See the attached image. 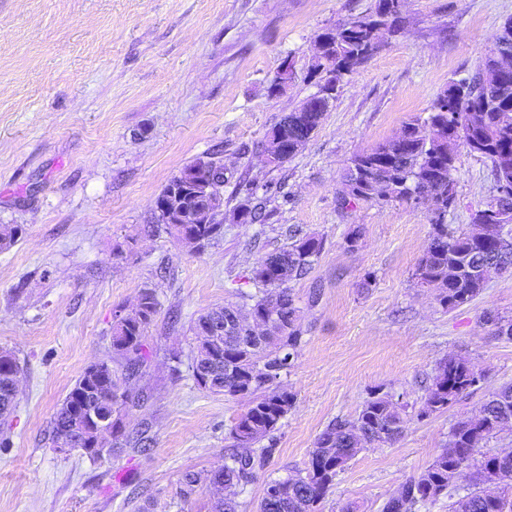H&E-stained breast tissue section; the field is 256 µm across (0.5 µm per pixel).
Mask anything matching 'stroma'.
I'll use <instances>...</instances> for the list:
<instances>
[{"label": "stroma", "instance_id": "35a3bbf8", "mask_svg": "<svg viewBox=\"0 0 512 512\" xmlns=\"http://www.w3.org/2000/svg\"><path fill=\"white\" fill-rule=\"evenodd\" d=\"M374 3L0 0V225L21 229L0 249V350L21 368L12 413L0 419V512H210L206 475L223 463L247 401L194 383L190 326L255 294L253 268L295 228L324 239L311 271L291 283L302 344L279 382L296 401L273 434V455L239 493V512H256L267 483L304 469L326 425L376 393L413 412L396 442L350 461L323 512L351 503L380 512L456 421L512 383V340L484 322L512 318V272L444 309L414 279L431 231L426 206L341 199L352 156L427 118L448 83L493 47L512 0H407L401 33L345 76L305 147L281 167L262 162L270 128L317 90L307 69L318 34ZM286 60L294 78L271 95ZM211 154L224 165L225 211L259 203L265 217L228 216L223 235L195 253L158 228L154 201ZM457 154V205L446 222L465 230L471 210L492 199L494 172L466 147ZM145 287L159 309L124 423L147 450L99 460L57 452L54 414L88 365L113 359L114 318ZM448 357L481 374L480 385L447 411L417 417ZM188 471L201 481L186 496Z\"/></svg>", "mask_w": 512, "mask_h": 512}]
</instances>
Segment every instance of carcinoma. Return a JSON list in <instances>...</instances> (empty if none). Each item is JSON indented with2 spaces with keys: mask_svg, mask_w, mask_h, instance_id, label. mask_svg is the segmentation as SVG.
I'll return each instance as SVG.
<instances>
[{
  "mask_svg": "<svg viewBox=\"0 0 512 512\" xmlns=\"http://www.w3.org/2000/svg\"><path fill=\"white\" fill-rule=\"evenodd\" d=\"M388 0H376L374 9L351 22L327 28L321 34L322 52L312 57L309 77L317 90H335L331 75L340 80L352 74L371 56L370 48L397 30L398 19L388 16ZM512 55V19L502 26L490 54L475 74L457 81L435 98L429 117L404 125V139L389 140L355 154L350 161L343 202L371 201L387 204L410 201L416 190L431 197L430 242L415 271L418 284L438 292L448 310L471 302L492 278L512 271V201L499 210L476 209L470 221L497 224L504 236L478 242L473 234L452 231L444 224L456 204L452 171L457 142L469 152L494 164L495 185L512 186V71L498 68L497 57ZM333 95L312 94L301 102L306 112H291L273 130L288 137V145H306L328 111ZM198 163L185 166L160 192L168 198L181 189L180 176ZM184 230L195 246L219 238L224 224H186ZM288 248L268 255L253 271L261 285L251 303L226 304L201 314L191 326L196 346L191 357L197 386L226 397L250 396L246 410L234 419L229 431L230 453L212 469L211 480L226 479L227 497L213 512H237V489L251 482L254 469L274 448L261 442L272 437L295 404L294 393L282 387L281 372L301 343L299 307L289 283L304 277L322 251L323 239L296 228L289 231ZM277 318L260 341L249 348L243 332L224 331L227 311L247 323L268 308ZM158 302L150 288L140 291L136 310L118 315L112 324V350L125 361L119 371L107 361L89 365L64 398L52 420L55 444L95 448L99 440L94 417L122 415L132 397L126 379L145 362V331L157 314ZM477 374L462 360L448 357L436 367L433 385L419 415L448 410L474 387ZM16 389L10 370L0 368V417L13 408ZM401 407L388 396L373 394L352 419L338 417L319 434L304 472L266 485L259 512H321L320 505L336 484V477L362 451L361 441L390 444L402 433ZM512 424V386L489 394L479 415L456 423L442 449L419 473L382 506V512H415L435 503L448 492V471L476 467L480 474L494 469L500 475L498 491L490 492L477 481L474 489L455 500L450 512H512V454L483 452L480 443L505 425ZM133 444L122 424L112 425L111 449Z\"/></svg>",
  "mask_w": 512,
  "mask_h": 512,
  "instance_id": "cac0c4a2",
  "label": "carcinoma"
}]
</instances>
